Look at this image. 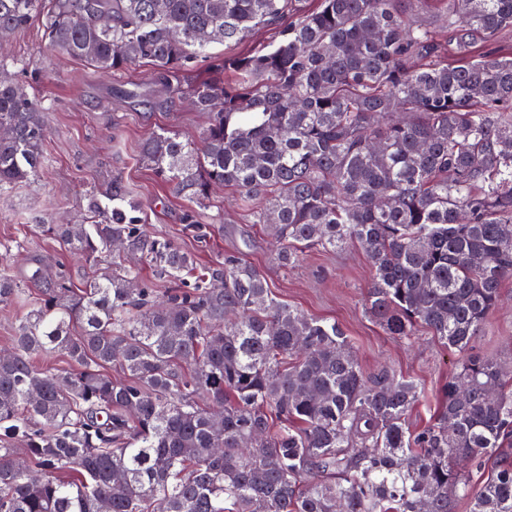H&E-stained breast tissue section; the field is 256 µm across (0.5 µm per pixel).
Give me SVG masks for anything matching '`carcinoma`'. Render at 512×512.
<instances>
[{
  "instance_id": "cac0c4a2",
  "label": "carcinoma",
  "mask_w": 512,
  "mask_h": 512,
  "mask_svg": "<svg viewBox=\"0 0 512 512\" xmlns=\"http://www.w3.org/2000/svg\"><path fill=\"white\" fill-rule=\"evenodd\" d=\"M436 2L440 23L417 6ZM44 12L46 39L109 76L169 82L216 40L268 44L187 89L201 147L170 131L142 159L192 203L224 186L292 266L357 243L365 306L396 339L427 327L457 352L433 420L388 369L365 374L336 323L277 299L246 259L197 266L144 233L113 178L91 223L49 224L98 260L120 242L170 283L117 261L74 285L38 265L40 297L0 357V512H512V376L473 342L512 274V0H0V35ZM41 105L0 79V193L45 163ZM0 255V304L25 290ZM70 364L51 372L39 360ZM118 367L124 378L107 373ZM473 484L463 462L488 460Z\"/></svg>"
}]
</instances>
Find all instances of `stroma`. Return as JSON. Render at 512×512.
Wrapping results in <instances>:
<instances>
[{"label": "stroma", "mask_w": 512, "mask_h": 512, "mask_svg": "<svg viewBox=\"0 0 512 512\" xmlns=\"http://www.w3.org/2000/svg\"><path fill=\"white\" fill-rule=\"evenodd\" d=\"M252 47L249 40L211 44L209 57L195 60L176 87L166 90L154 81L158 69L153 63L105 76L85 60L49 50L43 19L34 17L7 41L4 70L42 107L46 162L36 176L0 193V244L11 245L16 273L38 259L83 284L95 263L73 255L43 227L81 223L90 191L121 178L142 208L147 233L191 253L203 267L221 265L230 254L243 255L263 272L278 299L309 317L339 324L366 373L388 368L419 382L423 397L408 418L409 429L419 430L433 417L457 357L427 328H419L410 343L382 332L365 310L371 267L359 246L339 253L311 248L292 267L282 268L272 235L252 223L231 191L220 189L205 205L192 204L142 160L153 131L165 128L186 139L199 138L207 119L185 98L187 87L210 76L215 60ZM474 346L512 369V276L503 280L501 301Z\"/></svg>", "instance_id": "stroma-1"}]
</instances>
